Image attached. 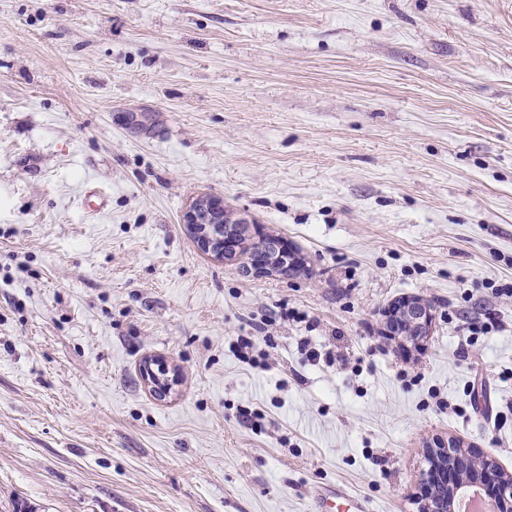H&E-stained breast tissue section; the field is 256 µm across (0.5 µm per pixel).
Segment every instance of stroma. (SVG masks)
<instances>
[{
  "label": "stroma",
  "mask_w": 512,
  "mask_h": 512,
  "mask_svg": "<svg viewBox=\"0 0 512 512\" xmlns=\"http://www.w3.org/2000/svg\"><path fill=\"white\" fill-rule=\"evenodd\" d=\"M202 196L303 266L203 253ZM510 283L512 0H0V512H417L448 436L512 474ZM433 320L432 309L426 302L419 298L405 299L388 311V336L418 344L430 336Z\"/></svg>",
  "instance_id": "35a3bbf8"
}]
</instances>
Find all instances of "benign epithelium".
<instances>
[{
    "label": "benign epithelium",
    "mask_w": 512,
    "mask_h": 512,
    "mask_svg": "<svg viewBox=\"0 0 512 512\" xmlns=\"http://www.w3.org/2000/svg\"><path fill=\"white\" fill-rule=\"evenodd\" d=\"M183 222L190 226L204 250L219 257L235 251L236 242L226 232L234 220L224 213L221 200H197L185 211ZM433 320L432 309L426 302L405 299L388 311L387 332L391 337L418 344L430 336ZM426 458L428 468L421 474L423 493L418 498V512H449L454 490L463 481L479 486L493 512H512V475L505 474L493 457L487 455L475 463L450 439L436 441L427 450ZM438 485L443 493L434 496L431 491Z\"/></svg>",
    "instance_id": "1"
}]
</instances>
